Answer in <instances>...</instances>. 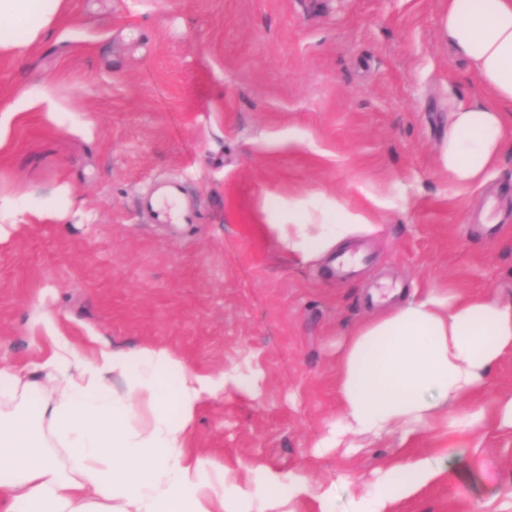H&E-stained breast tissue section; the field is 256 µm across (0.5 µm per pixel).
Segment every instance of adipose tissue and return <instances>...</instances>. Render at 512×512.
Instances as JSON below:
<instances>
[{
    "instance_id": "1",
    "label": "adipose tissue",
    "mask_w": 512,
    "mask_h": 512,
    "mask_svg": "<svg viewBox=\"0 0 512 512\" xmlns=\"http://www.w3.org/2000/svg\"><path fill=\"white\" fill-rule=\"evenodd\" d=\"M64 0H0V53L39 40ZM444 32L488 91L451 117L441 165L457 185L483 181L505 146L512 112V0H448ZM263 230L307 263L378 231L373 208L266 202ZM36 361L0 364V512H331L332 490L303 468L219 464L191 446L206 403L260 389L256 370L205 372L164 347L81 353L54 318L42 320ZM512 353V302L438 288L353 329L337 369L342 418L321 448H364L392 433L407 443L478 428H512V397L453 414ZM433 458L401 455L357 502L397 503L443 479Z\"/></svg>"
}]
</instances>
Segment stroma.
Returning a JSON list of instances; mask_svg holds the SVG:
<instances>
[{"instance_id": "35a3bbf8", "label": "stroma", "mask_w": 512, "mask_h": 512, "mask_svg": "<svg viewBox=\"0 0 512 512\" xmlns=\"http://www.w3.org/2000/svg\"><path fill=\"white\" fill-rule=\"evenodd\" d=\"M448 0H66L20 57L0 55V362L27 363L52 315L80 347L164 345L205 371L260 369L211 400L193 445L215 461L305 463L354 512L397 435L315 444L339 418L350 330L436 286L512 301V150L485 181L439 161L451 115L485 91L443 31ZM184 184L198 221L138 199ZM374 206L349 277L260 230L267 195ZM446 482L398 512H495L512 428L448 444Z\"/></svg>"}]
</instances>
